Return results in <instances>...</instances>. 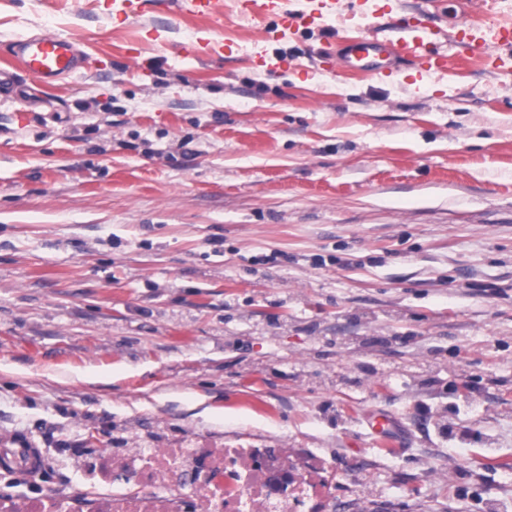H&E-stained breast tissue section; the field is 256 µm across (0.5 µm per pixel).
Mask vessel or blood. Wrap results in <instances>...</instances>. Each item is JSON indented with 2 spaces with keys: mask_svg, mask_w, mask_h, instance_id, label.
Instances as JSON below:
<instances>
[{
  "mask_svg": "<svg viewBox=\"0 0 512 512\" xmlns=\"http://www.w3.org/2000/svg\"><path fill=\"white\" fill-rule=\"evenodd\" d=\"M179 11L197 17L223 14V0H178ZM234 11L259 22L274 21L278 35L322 22L336 12V0H309L305 8L292 9L288 0H233ZM366 33L347 40L336 54L326 59L329 67L359 71L387 78L401 66L410 65L423 76H440L455 69L463 60L495 65L501 51L512 48V24L483 27L469 21L447 28L415 12L412 19L392 20L386 0H374L367 13ZM13 55L23 72L43 86H54L76 72L81 53L71 38L44 34L16 42ZM40 452L28 442L0 449V466L29 470L36 467Z\"/></svg>",
  "mask_w": 512,
  "mask_h": 512,
  "instance_id": "1",
  "label": "vessel or blood"
}]
</instances>
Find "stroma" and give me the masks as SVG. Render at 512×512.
I'll return each instance as SVG.
<instances>
[{
    "label": "stroma",
    "instance_id": "obj_1",
    "mask_svg": "<svg viewBox=\"0 0 512 512\" xmlns=\"http://www.w3.org/2000/svg\"><path fill=\"white\" fill-rule=\"evenodd\" d=\"M352 3L277 40L168 0H0V67L44 33L85 53L0 89V442L43 455L15 491H84L93 444L202 439L323 456L328 512H512V55L336 71ZM199 37L243 50L181 53Z\"/></svg>",
    "mask_w": 512,
    "mask_h": 512
}]
</instances>
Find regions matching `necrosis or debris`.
Masks as SVG:
<instances>
[{
    "label": "necrosis or debris",
    "mask_w": 512,
    "mask_h": 512,
    "mask_svg": "<svg viewBox=\"0 0 512 512\" xmlns=\"http://www.w3.org/2000/svg\"><path fill=\"white\" fill-rule=\"evenodd\" d=\"M332 468L294 448H100L85 495L0 491V512H326Z\"/></svg>",
    "instance_id": "necrosis-or-debris-1"
}]
</instances>
